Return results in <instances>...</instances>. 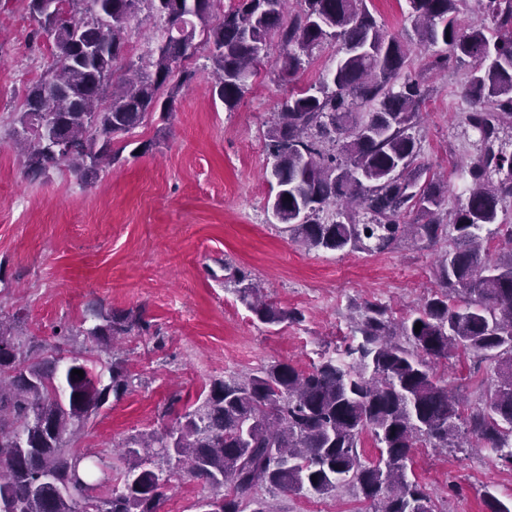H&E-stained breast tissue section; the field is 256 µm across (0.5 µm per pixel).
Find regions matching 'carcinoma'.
Here are the masks:
<instances>
[{
    "label": "carcinoma",
    "mask_w": 512,
    "mask_h": 512,
    "mask_svg": "<svg viewBox=\"0 0 512 512\" xmlns=\"http://www.w3.org/2000/svg\"><path fill=\"white\" fill-rule=\"evenodd\" d=\"M24 2L37 24L31 36L54 44L52 61L25 85L13 121L32 178L64 167L92 185L121 162L127 136L147 116L173 112L195 80L188 68L172 77L199 31L209 45L213 94L229 111L268 55L271 37L281 46L284 78L334 39L343 52L335 68L319 86L286 98L268 130L274 216L308 250L343 251L364 238L388 250L405 228L401 218L416 208L428 220L410 225L414 233L430 243L445 234L449 249L440 290L417 316L397 322L387 307L366 304L350 362L324 357L300 370L276 361L211 381L190 405L172 395L161 412L174 416L171 426L118 444L119 487L96 476L105 456L74 448L75 426L133 387L114 349L148 326L144 307L90 303L96 323L84 333L97 345L93 358L35 341L18 330L20 312L0 311V512H160L173 469L217 491L203 501L209 512H277L258 489L328 495L350 481L373 512H433L422 487L407 478L416 444L479 445L512 462V260L493 259L480 236L512 197V177L495 181L491 170L512 171V158L486 151L468 169L465 203L441 218L447 181L422 179L428 168L418 163L420 146L410 133L426 90L403 77L408 43L385 31L364 0H302L292 16L288 0H232L226 9L223 0ZM456 2L409 0L410 17L419 43L448 48L435 68L471 63L466 120L486 143L512 124V36L461 29ZM477 2L499 24H512V0ZM144 8L164 19L165 36L115 81L127 24ZM233 278L258 321L299 320L266 300L250 273L237 270ZM459 351L498 363L489 404L466 415L434 372ZM366 432L379 449L374 460L359 451Z\"/></svg>",
    "instance_id": "obj_1"
}]
</instances>
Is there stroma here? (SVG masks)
Returning <instances> with one entry per match:
<instances>
[{
  "label": "stroma",
  "mask_w": 512,
  "mask_h": 512,
  "mask_svg": "<svg viewBox=\"0 0 512 512\" xmlns=\"http://www.w3.org/2000/svg\"><path fill=\"white\" fill-rule=\"evenodd\" d=\"M366 4L387 32L411 44L408 75L429 88L413 130L419 160L447 177L443 208L454 211L468 195L467 170L482 146L465 121L461 87L468 69H431L445 47L419 45L408 0ZM34 26L23 0H0V308L23 310L28 335L86 355L94 348L82 333L89 302L144 307L149 330L129 336L118 353L135 378L132 391L80 428V449L112 457L113 473L122 469L117 446L124 438L165 427L160 411L170 394L193 398L212 379L275 361L305 370L325 356L343 358L366 304H383L400 319L438 290L446 241L404 235L382 252L368 239L354 250L309 251L268 208L267 130L288 95L319 84L335 67L338 41L315 50L287 82L277 76L280 48L271 44L230 112L211 93L209 51L198 45L183 62L196 79L170 120L151 115L129 136L132 147L147 143L150 151L87 186L62 168L28 177L16 160L9 130L22 102V75L40 74L52 59L49 41L29 42ZM163 26L156 15L132 18L128 57L148 55ZM238 268L259 278L278 307L301 313V321L259 322L230 280ZM62 325L73 335L61 342L55 331ZM496 366L492 359L453 356L436 372L473 408L488 401ZM407 477L422 485L434 512H482L487 490L512 502V467L487 448L416 445ZM211 493L174 474L160 512H196L197 500ZM275 504L279 512L370 510L350 483L324 497L280 494Z\"/></svg>",
  "instance_id": "stroma-1"
}]
</instances>
